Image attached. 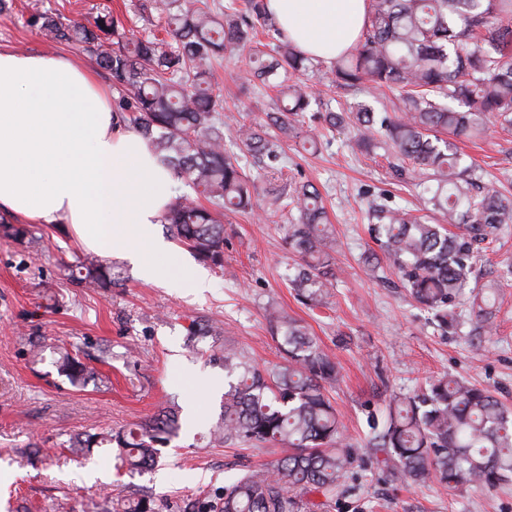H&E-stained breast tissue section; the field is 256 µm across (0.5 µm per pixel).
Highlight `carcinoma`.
<instances>
[{"mask_svg": "<svg viewBox=\"0 0 512 512\" xmlns=\"http://www.w3.org/2000/svg\"><path fill=\"white\" fill-rule=\"evenodd\" d=\"M147 9L164 20L166 37H138L110 13L85 24L44 11L30 23L53 42L81 46L119 84L113 106L118 122L142 134L178 183L209 203L179 195L161 223L203 262L222 270L224 211L252 209L254 202L242 157L224 147V99L209 66L226 51L248 47L255 63L251 76L278 77L274 87L288 100L270 117L279 134L251 125L236 131L246 153L275 160L284 138L315 142L304 130L314 93L302 77L322 63L302 55L280 32L262 0H245L243 9L239 0L219 6L211 0H153L142 5ZM258 25L271 36V60L254 46ZM331 74L332 85L354 94L398 91L392 116L360 102L348 112L329 113L328 123L350 125L359 145H383L414 164L427 214L373 199L371 233L401 287L432 312L439 327L457 328L466 308L475 318L470 335H481L490 328L494 293L472 274L478 246L512 224V195L504 189L512 178L486 179L453 140L479 136L489 123L512 127V0H369L361 39L336 60ZM286 193L299 213L288 231L299 256L290 282L297 295L320 305L335 278L326 211L308 182L269 191L263 211L278 210ZM74 280L106 291L118 285L119 276L87 257ZM267 320L285 363L260 369L231 345L213 353L224 363V400L207 434L218 444L279 447L281 456L265 473H242L223 494L198 502L195 512H314L348 491L351 444L327 395L338 380L336 362L297 320L276 308ZM221 334L217 324L194 320L189 347ZM59 369L75 383L94 376V369L67 351ZM180 428L179 411L169 408L115 433L77 438L70 447L116 446L128 468L141 472ZM371 429L373 463L394 481L420 485L438 479L453 489L512 481V409L461 377L442 375L419 392L394 395Z\"/></svg>", "mask_w": 512, "mask_h": 512, "instance_id": "carcinoma-1", "label": "carcinoma"}]
</instances>
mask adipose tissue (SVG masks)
Here are the masks:
<instances>
[{
    "label": "adipose tissue",
    "instance_id": "adipose-tissue-1",
    "mask_svg": "<svg viewBox=\"0 0 512 512\" xmlns=\"http://www.w3.org/2000/svg\"><path fill=\"white\" fill-rule=\"evenodd\" d=\"M303 54L333 61L358 42L366 0H265ZM175 178L126 130L94 73L60 54L0 51V212L67 224L89 248L134 261L144 280L170 272L156 226Z\"/></svg>",
    "mask_w": 512,
    "mask_h": 512
}]
</instances>
